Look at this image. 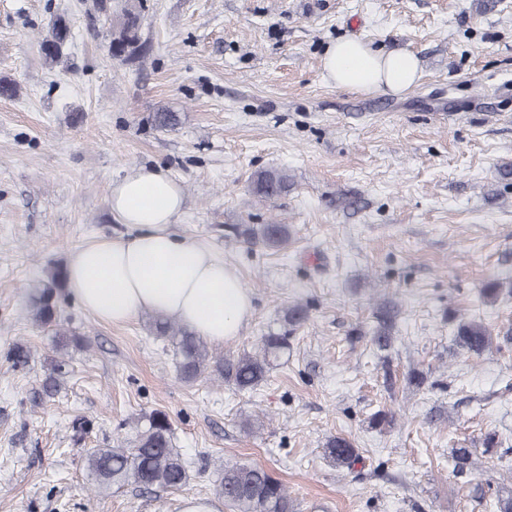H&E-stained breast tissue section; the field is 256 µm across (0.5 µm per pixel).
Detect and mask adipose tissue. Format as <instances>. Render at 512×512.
Listing matches in <instances>:
<instances>
[{"label":"adipose tissue","mask_w":512,"mask_h":512,"mask_svg":"<svg viewBox=\"0 0 512 512\" xmlns=\"http://www.w3.org/2000/svg\"><path fill=\"white\" fill-rule=\"evenodd\" d=\"M323 68L336 86L359 92L402 93L421 75L413 52L385 54L357 39L330 46ZM108 200L130 233L92 240L70 255L67 288L83 309L114 326L164 314L213 344L239 336L252 313L249 293L205 244L169 231L184 209L179 182L140 167L113 182Z\"/></svg>","instance_id":"1"}]
</instances>
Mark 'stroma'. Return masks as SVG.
I'll return each mask as SVG.
<instances>
[{"mask_svg": "<svg viewBox=\"0 0 512 512\" xmlns=\"http://www.w3.org/2000/svg\"><path fill=\"white\" fill-rule=\"evenodd\" d=\"M148 53L111 56L110 18L96 0H0V512H180L218 498L227 459L272 471L296 512H487L479 484L512 494V0H136ZM73 39L64 63L39 43L54 15ZM354 38L421 61L402 95L336 87L327 48ZM179 122L154 128L153 112ZM140 166L179 181L172 232L200 241L252 295L229 356L283 328L289 305L309 319L253 392L202 377L181 381L150 315L114 327L69 292L57 297L62 340L30 315L33 286L92 239L127 234L108 187ZM291 179L273 202L250 177ZM287 224L291 243L251 238ZM398 307L390 349L370 329L379 303ZM479 319L496 341L482 357L453 341ZM29 350L14 363L16 344ZM53 394L41 385L55 363ZM427 381L409 384L410 370ZM393 425H371L379 410ZM168 414L190 479L152 491L128 481L95 491L88 450L130 442L135 421ZM89 421L77 432V420ZM496 434L501 448L485 453ZM342 435L361 460L326 458ZM476 449L456 473L451 451Z\"/></svg>", "mask_w": 512, "mask_h": 512, "instance_id": "obj_1", "label": "stroma"}]
</instances>
